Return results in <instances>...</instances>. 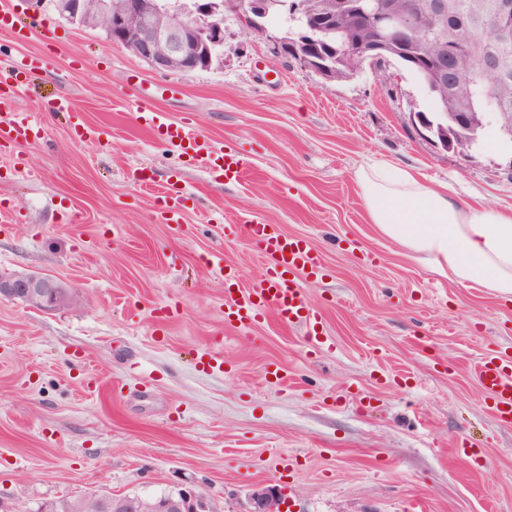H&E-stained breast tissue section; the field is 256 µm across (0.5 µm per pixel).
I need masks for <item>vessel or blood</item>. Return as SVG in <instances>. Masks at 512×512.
Returning a JSON list of instances; mask_svg holds the SVG:
<instances>
[{"mask_svg": "<svg viewBox=\"0 0 512 512\" xmlns=\"http://www.w3.org/2000/svg\"><path fill=\"white\" fill-rule=\"evenodd\" d=\"M27 25L14 16H0V35L21 44L26 42ZM137 118L154 136L189 152L192 159L204 162L212 173L226 182H241L245 173L239 152L231 147L213 153L207 147L193 122H168L161 112L141 105ZM187 208V199L168 190L163 195L162 215L167 223L177 224ZM234 232L255 243L264 256L260 276L254 286L241 287L236 266L227 264L224 272V320L246 327L274 313L285 325L301 327L308 345L324 343L323 319L306 300L301 277L318 278L322 264L316 249L303 237L283 233L276 224H237ZM475 376L489 400V408L505 425H512V356H489L475 368Z\"/></svg>", "mask_w": 512, "mask_h": 512, "instance_id": "vessel-or-blood-1", "label": "vessel or blood"}]
</instances>
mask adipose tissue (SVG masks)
<instances>
[{"label":"adipose tissue","instance_id":"ef3b65f1","mask_svg":"<svg viewBox=\"0 0 512 512\" xmlns=\"http://www.w3.org/2000/svg\"><path fill=\"white\" fill-rule=\"evenodd\" d=\"M369 220L433 273L464 288L512 299V217L461 205L451 186H433L394 162L359 167Z\"/></svg>","mask_w":512,"mask_h":512}]
</instances>
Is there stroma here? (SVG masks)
<instances>
[{
	"instance_id": "35a3bbf8",
	"label": "stroma",
	"mask_w": 512,
	"mask_h": 512,
	"mask_svg": "<svg viewBox=\"0 0 512 512\" xmlns=\"http://www.w3.org/2000/svg\"><path fill=\"white\" fill-rule=\"evenodd\" d=\"M1 8L37 24L25 44L0 37V74L44 60L0 105L1 123L34 119L27 142L0 145V275H51L82 302L0 301V512L176 485L249 512L269 484L286 512H512V427L471 374L512 355V304L413 261L369 223L355 179L395 161L511 215L512 145H435L411 121L434 109L416 75L393 62L325 81L281 51V20L250 34L225 14L219 63L157 72L50 8ZM142 97L212 150L235 145L243 182L140 126ZM73 111L96 137L75 140ZM168 188L189 199L178 225L156 199ZM252 217L317 249L324 274L303 294L321 349L273 317L225 324L212 259L256 281L263 257L231 230ZM195 351L222 354V371Z\"/></svg>"
}]
</instances>
